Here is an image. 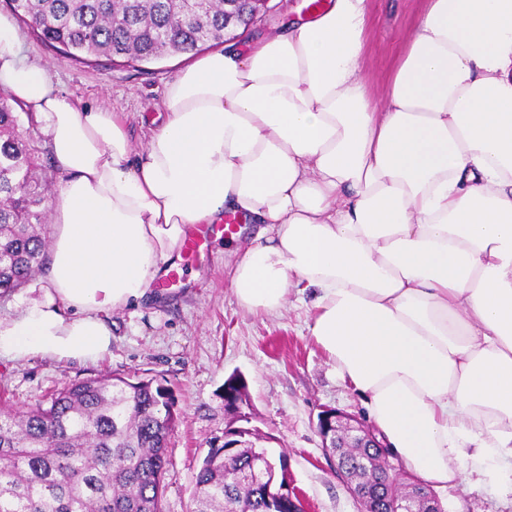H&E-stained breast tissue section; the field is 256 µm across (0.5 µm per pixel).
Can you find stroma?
I'll return each mask as SVG.
<instances>
[{
	"instance_id": "1",
	"label": "stroma",
	"mask_w": 512,
	"mask_h": 512,
	"mask_svg": "<svg viewBox=\"0 0 512 512\" xmlns=\"http://www.w3.org/2000/svg\"><path fill=\"white\" fill-rule=\"evenodd\" d=\"M424 0H368L361 57L372 100L387 93L393 69ZM28 55L49 68L61 90L81 105L119 114L134 144H142L159 112L166 83L186 64L175 55L143 66L100 60L89 66L58 60L30 32ZM253 236L213 237L206 257L184 264L179 277L154 283V297L113 313L112 353L97 364L36 356L0 361V397L16 408L45 401L66 384L90 376L139 374L169 386L179 421L168 447L165 512H189L195 477L210 446L222 445L228 416L224 381L242 375L252 424L271 435L270 454L287 453L304 512H361L359 501L336 474L316 431L321 410L332 408L367 420L363 396L345 382L307 325L314 289L289 291L279 313L251 314L236 302L224 254ZM444 512H512V492L466 480L436 489Z\"/></svg>"
}]
</instances>
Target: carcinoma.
<instances>
[{
    "label": "carcinoma",
    "mask_w": 512,
    "mask_h": 512,
    "mask_svg": "<svg viewBox=\"0 0 512 512\" xmlns=\"http://www.w3.org/2000/svg\"><path fill=\"white\" fill-rule=\"evenodd\" d=\"M11 12L62 59L88 64L151 63L194 56L224 38V0L192 10L182 0H7ZM0 97V296L26 284L47 248L45 187L38 148L18 131ZM232 375L225 398L240 403ZM171 389L154 378L114 375L65 386L25 411L0 401V512H164L167 448L176 427ZM347 487L374 512L430 490L403 472L389 480L379 448L331 449ZM287 467L274 480L257 471L256 449L212 447L196 475L190 512H303Z\"/></svg>",
    "instance_id": "1"
}]
</instances>
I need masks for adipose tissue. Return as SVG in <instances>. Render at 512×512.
Returning <instances> with one entry per match:
<instances>
[{"mask_svg": "<svg viewBox=\"0 0 512 512\" xmlns=\"http://www.w3.org/2000/svg\"><path fill=\"white\" fill-rule=\"evenodd\" d=\"M367 0L202 55L135 150L61 92L0 14V88L62 168L38 295L0 318V359L96 363L111 312L178 258L187 226L243 214L238 305L317 292L308 331L408 473L512 485V0H427L380 108L361 70Z\"/></svg>", "mask_w": 512, "mask_h": 512, "instance_id": "adipose-tissue-1", "label": "adipose tissue"}]
</instances>
